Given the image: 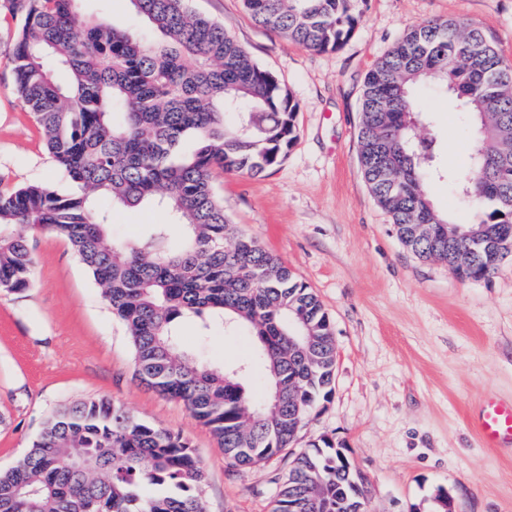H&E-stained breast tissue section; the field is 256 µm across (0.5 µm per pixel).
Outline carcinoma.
Returning a JSON list of instances; mask_svg holds the SVG:
<instances>
[{
	"mask_svg": "<svg viewBox=\"0 0 512 512\" xmlns=\"http://www.w3.org/2000/svg\"><path fill=\"white\" fill-rule=\"evenodd\" d=\"M20 19L9 63L16 91L74 185L0 191V290L30 287L35 258L23 230L71 245L132 344L135 376L182 401L244 470L290 447L296 412L330 400L334 326L317 296L256 239L239 231L212 187L220 170L259 175L288 154L297 105L222 26L187 0H130L156 35L84 19L75 0H6ZM255 24L317 52L335 51L363 17L366 0H242ZM433 83L475 128L459 192L472 221L435 208L428 182L442 177L439 136L423 126L413 94ZM187 138L189 155L179 153ZM361 174L401 243L461 280L495 274L469 239L454 252L437 238L512 230V68L486 33L463 20L413 24L368 72L357 133ZM392 152L398 164L380 167ZM150 205L167 220L144 238L112 241V207ZM183 229L177 247L172 226ZM248 329L269 391L249 402V365L215 368L179 341L178 322ZM290 336H318L305 358ZM323 436L299 453L272 512L288 499L326 493L332 512H358L367 486L327 460ZM206 473L181 434L144 422L105 397L64 405L15 466L0 471V512H206Z\"/></svg>",
	"mask_w": 512,
	"mask_h": 512,
	"instance_id": "obj_1",
	"label": "carcinoma"
}]
</instances>
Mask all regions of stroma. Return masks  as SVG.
<instances>
[{"mask_svg":"<svg viewBox=\"0 0 512 512\" xmlns=\"http://www.w3.org/2000/svg\"><path fill=\"white\" fill-rule=\"evenodd\" d=\"M190 5L232 33L298 104L296 140L280 165L257 176L218 171L212 185L234 224L305 283L333 321V395L280 456L232 468L182 402L136 380L126 330L69 244L31 231L30 288L0 292V469L24 454L55 408L105 397L189 440L206 471L207 512H270L295 455L323 436L367 477L369 512H433L441 489L456 512H512V451L483 446L469 421L486 396L512 398V259L489 278L463 281L418 258L366 185L357 148L365 76L408 25L470 21L512 67V0H368L350 39L323 53L257 26L242 0ZM76 9L145 28L130 0H77ZM17 25L0 11V190L47 183L66 194L72 186L13 85L6 54ZM417 99L438 129L442 167L464 172L474 138L469 114L428 86ZM164 219L155 209L113 212L112 238L124 243ZM180 333L183 346L211 365L249 361L244 385L262 390L246 332L186 322Z\"/></svg>","mask_w":512,"mask_h":512,"instance_id":"stroma-1","label":"stroma"}]
</instances>
